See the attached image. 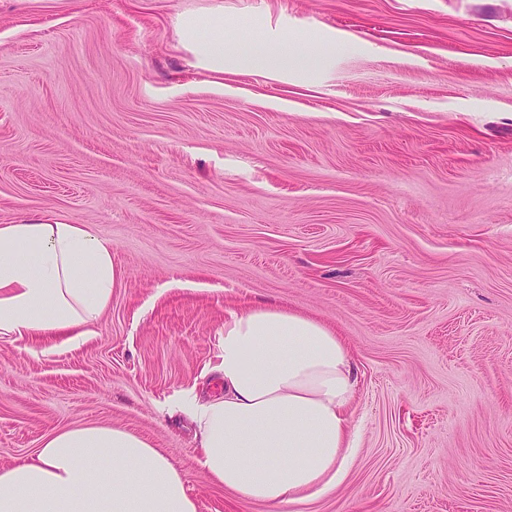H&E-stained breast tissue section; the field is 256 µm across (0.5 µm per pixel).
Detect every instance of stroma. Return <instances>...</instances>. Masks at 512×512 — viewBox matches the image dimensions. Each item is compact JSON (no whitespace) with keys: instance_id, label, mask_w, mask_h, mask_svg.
<instances>
[{"instance_id":"35a3bbf8","label":"stroma","mask_w":512,"mask_h":512,"mask_svg":"<svg viewBox=\"0 0 512 512\" xmlns=\"http://www.w3.org/2000/svg\"><path fill=\"white\" fill-rule=\"evenodd\" d=\"M273 50L276 73L205 66ZM86 224L123 273L92 335L0 340V465L130 431L199 512L180 406L258 304L346 345L359 449L280 512H512V0H0V225Z\"/></svg>"}]
</instances>
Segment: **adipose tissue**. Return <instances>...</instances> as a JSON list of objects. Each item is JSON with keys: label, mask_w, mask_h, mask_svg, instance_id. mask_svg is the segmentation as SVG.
<instances>
[{"label": "adipose tissue", "mask_w": 512, "mask_h": 512, "mask_svg": "<svg viewBox=\"0 0 512 512\" xmlns=\"http://www.w3.org/2000/svg\"><path fill=\"white\" fill-rule=\"evenodd\" d=\"M123 274L86 224L0 225V339L87 338ZM206 397L188 394L200 464L215 483L276 506L333 491L358 435L357 379L324 325L271 306L230 314ZM0 512H198L181 471L144 439L83 426L47 435L31 460L0 466Z\"/></svg>", "instance_id": "1"}]
</instances>
